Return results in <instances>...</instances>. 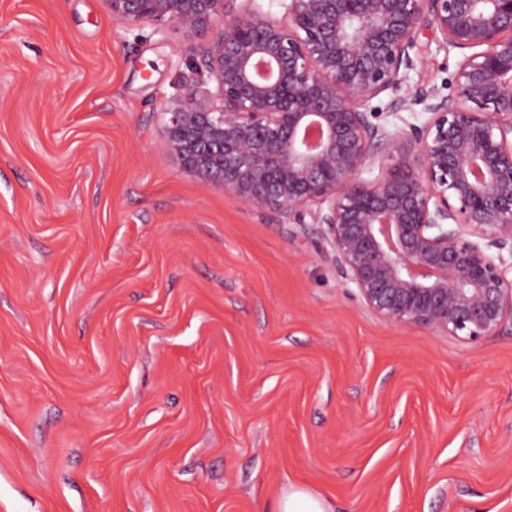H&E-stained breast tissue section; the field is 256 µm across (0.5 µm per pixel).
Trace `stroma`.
Segmentation results:
<instances>
[{
	"label": "stroma",
	"instance_id": "35a3bbf8",
	"mask_svg": "<svg viewBox=\"0 0 512 512\" xmlns=\"http://www.w3.org/2000/svg\"><path fill=\"white\" fill-rule=\"evenodd\" d=\"M200 37L0 0V512H512V323L385 321L163 150ZM460 51L417 38L410 84ZM273 512H333V510L326 500L314 496L304 488L291 485L280 496Z\"/></svg>",
	"mask_w": 512,
	"mask_h": 512
}]
</instances>
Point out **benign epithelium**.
Here are the masks:
<instances>
[{
  "instance_id": "1",
  "label": "benign epithelium",
  "mask_w": 512,
  "mask_h": 512,
  "mask_svg": "<svg viewBox=\"0 0 512 512\" xmlns=\"http://www.w3.org/2000/svg\"><path fill=\"white\" fill-rule=\"evenodd\" d=\"M127 22L224 28L166 101L183 169L325 247L384 320L476 342L512 320V0H289L280 19L228 0H108ZM422 28L462 57L443 94L403 91ZM424 105L396 133L372 102ZM384 166L379 177L362 173Z\"/></svg>"
}]
</instances>
